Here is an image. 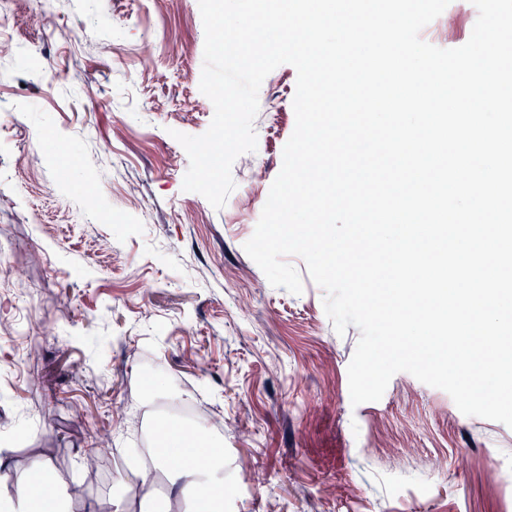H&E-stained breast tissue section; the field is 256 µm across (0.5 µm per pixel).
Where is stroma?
Wrapping results in <instances>:
<instances>
[{
  "label": "stroma",
  "instance_id": "1",
  "mask_svg": "<svg viewBox=\"0 0 512 512\" xmlns=\"http://www.w3.org/2000/svg\"><path fill=\"white\" fill-rule=\"evenodd\" d=\"M477 17L450 0L420 37L461 46ZM13 21L31 58L0 61V273L29 294L36 353L0 336V488L43 448L85 503L116 496L120 451L152 447L168 404L151 360L207 405L202 427L224 423V512H512V428L406 372L352 405L359 329L335 332L301 258L296 296L244 249L295 128L292 65L264 79L257 149L217 210L184 191L172 136L214 115L198 0H56L47 17L16 0ZM106 434L114 452L88 479L78 451Z\"/></svg>",
  "mask_w": 512,
  "mask_h": 512
}]
</instances>
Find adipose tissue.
I'll return each mask as SVG.
<instances>
[{
    "label": "adipose tissue",
    "instance_id": "ef3b65f1",
    "mask_svg": "<svg viewBox=\"0 0 512 512\" xmlns=\"http://www.w3.org/2000/svg\"><path fill=\"white\" fill-rule=\"evenodd\" d=\"M182 457L170 465L166 448L152 451V465L132 472L121 497L89 506L88 512H150L158 483H165L164 512H186L188 498L198 502L196 512H224V448L202 440L200 429L185 433L175 427L170 439ZM26 483L12 492L0 491V512H72L74 489L61 481L44 450L34 449Z\"/></svg>",
    "mask_w": 512,
    "mask_h": 512
}]
</instances>
